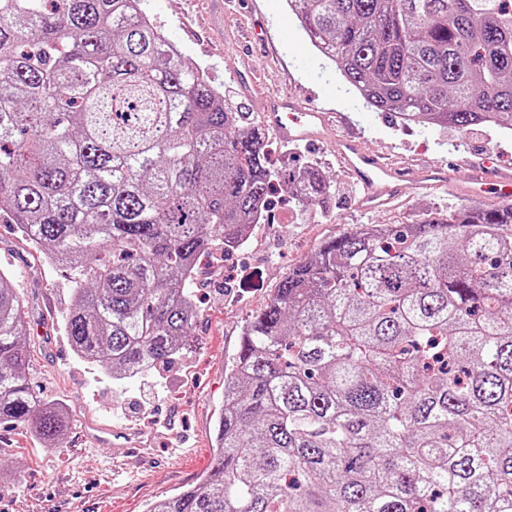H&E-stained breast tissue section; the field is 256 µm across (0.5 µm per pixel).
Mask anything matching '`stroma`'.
Here are the masks:
<instances>
[{"label":"stroma","instance_id":"stroma-1","mask_svg":"<svg viewBox=\"0 0 512 512\" xmlns=\"http://www.w3.org/2000/svg\"><path fill=\"white\" fill-rule=\"evenodd\" d=\"M143 11L181 53L205 70L212 84L235 93L233 108L256 123L269 93L316 98L343 114L368 149L419 164H479L512 169V130L481 125L461 132L405 127L389 112L349 92L335 67L305 39L285 0H254L251 12L223 9L218 0H141ZM260 15L267 24L263 49L243 57L240 27ZM261 70L263 83L238 77L245 65ZM271 168L296 173L317 161L333 176L327 206H299L288 185L277 182L267 222L255 225L242 247L203 266L193 342L152 376L160 399L140 402V383L119 388L97 367L77 358L61 331L76 276L66 265L44 264L16 225L0 219V268L15 272L31 324L29 376L39 396L65 404L72 424L62 447L48 449L30 429L0 423V459L20 474L0 482V512H149L153 503L195 484L210 469L215 424L224 401V374L239 347L245 321L263 309L284 276L323 242L360 224H414L448 205L475 207L459 194H405L403 205L357 211L355 189L327 146L264 141ZM128 428L145 439L133 452L124 440L86 448L82 420Z\"/></svg>","mask_w":512,"mask_h":512}]
</instances>
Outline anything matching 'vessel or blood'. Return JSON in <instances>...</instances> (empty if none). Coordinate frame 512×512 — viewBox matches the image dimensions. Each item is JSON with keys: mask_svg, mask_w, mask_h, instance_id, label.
<instances>
[{"mask_svg": "<svg viewBox=\"0 0 512 512\" xmlns=\"http://www.w3.org/2000/svg\"><path fill=\"white\" fill-rule=\"evenodd\" d=\"M337 115L317 104L293 95H274L268 100L259 126L265 133L283 140L330 139L343 171L357 189L356 206L368 212L391 206L401 195L403 184L428 192L452 193L464 188L471 197L493 192L497 203H512V175L489 168L448 171L442 165L411 169L395 159L369 151L359 135H333Z\"/></svg>", "mask_w": 512, "mask_h": 512, "instance_id": "vessel-or-blood-1", "label": "vessel or blood"}]
</instances>
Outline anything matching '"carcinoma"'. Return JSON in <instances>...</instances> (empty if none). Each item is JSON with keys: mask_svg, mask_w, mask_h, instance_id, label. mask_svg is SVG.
Listing matches in <instances>:
<instances>
[{"mask_svg": "<svg viewBox=\"0 0 512 512\" xmlns=\"http://www.w3.org/2000/svg\"><path fill=\"white\" fill-rule=\"evenodd\" d=\"M310 44L405 125L512 129V0H287ZM278 174L140 0H0V215L82 276L63 331L112 381L192 341L199 256L249 238ZM334 181H291L318 206ZM15 274L0 422L56 448ZM211 470L151 512H512V206L362 224L243 327Z\"/></svg>", "mask_w": 512, "mask_h": 512, "instance_id": "carcinoma-1", "label": "carcinoma"}]
</instances>
